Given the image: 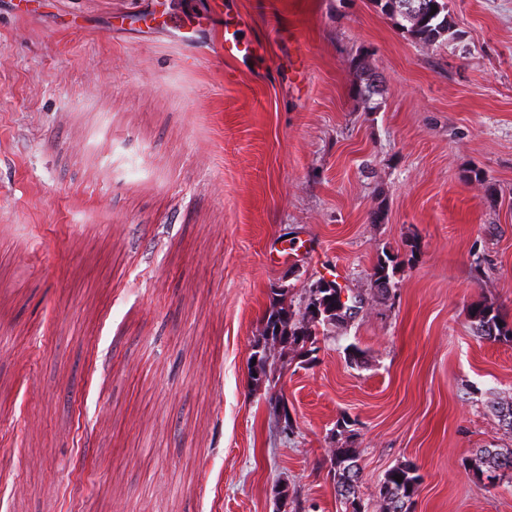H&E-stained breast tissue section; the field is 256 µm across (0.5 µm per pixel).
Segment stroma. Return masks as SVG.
Listing matches in <instances>:
<instances>
[{
  "instance_id": "35a3bbf8",
  "label": "stroma",
  "mask_w": 512,
  "mask_h": 512,
  "mask_svg": "<svg viewBox=\"0 0 512 512\" xmlns=\"http://www.w3.org/2000/svg\"><path fill=\"white\" fill-rule=\"evenodd\" d=\"M448 11L428 46L371 0H0V512H345V444L364 503L410 462L413 512H512L475 467L512 342L466 318L512 323V0ZM322 278L362 309L253 385L273 289ZM380 258L371 274L373 295L379 300H388L394 287L393 279L399 268V262L388 254ZM467 318L478 338L489 342L512 341V324L505 322L492 302L472 304L467 310ZM499 322H502V326H499ZM358 455L357 448L351 446L336 448V452L333 454L336 469L332 468L329 472L333 473V479L336 482V495L345 505L346 511L348 507H351V512H367L368 508L364 506L359 494L362 475Z\"/></svg>"
}]
</instances>
